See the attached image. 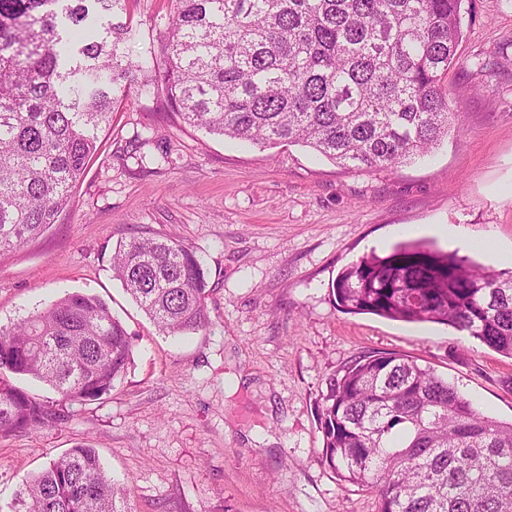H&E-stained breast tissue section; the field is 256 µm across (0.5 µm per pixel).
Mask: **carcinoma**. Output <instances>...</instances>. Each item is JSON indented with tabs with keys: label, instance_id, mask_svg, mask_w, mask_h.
I'll list each match as a JSON object with an SVG mask.
<instances>
[{
	"label": "carcinoma",
	"instance_id": "1",
	"mask_svg": "<svg viewBox=\"0 0 512 512\" xmlns=\"http://www.w3.org/2000/svg\"><path fill=\"white\" fill-rule=\"evenodd\" d=\"M131 0H0V259L67 209L112 114L162 98L212 135L301 144L348 169L424 158L459 124L448 69L464 0H171L158 51L132 45ZM113 277L159 332L205 329L201 259L170 239L134 237ZM337 305L467 332L512 358V275L406 243L337 277ZM133 344L99 298L67 293L0 329V437L54 427L128 369ZM59 395L40 401L9 375ZM325 462L373 491L378 512H512V422L475 410L416 359L373 351L329 382ZM130 488L77 445L26 476L10 512H132Z\"/></svg>",
	"mask_w": 512,
	"mask_h": 512
}]
</instances>
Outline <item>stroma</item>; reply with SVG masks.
Wrapping results in <instances>:
<instances>
[{"instance_id":"stroma-1","label":"stroma","mask_w":512,"mask_h":512,"mask_svg":"<svg viewBox=\"0 0 512 512\" xmlns=\"http://www.w3.org/2000/svg\"><path fill=\"white\" fill-rule=\"evenodd\" d=\"M448 72L462 125L430 158L345 170L309 148L242 145L138 99L114 114L72 205L0 260V326L69 292L105 301L133 362L60 426L0 438V504L79 444L131 488L133 512H376L323 458L331 378L372 351L411 356L479 412L512 420V359L436 323L351 314L339 273L405 239L486 264L512 250V0H470ZM412 235H405V228ZM167 236L204 263L210 323L161 335L112 276L117 242ZM476 244L493 258L499 269L512 268V253L500 251L499 243L492 234H487Z\"/></svg>"}]
</instances>
